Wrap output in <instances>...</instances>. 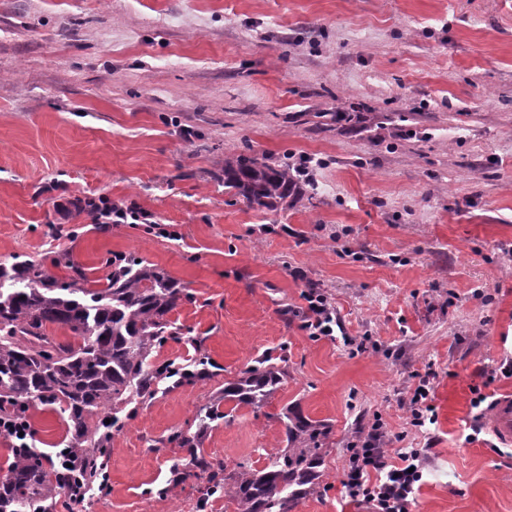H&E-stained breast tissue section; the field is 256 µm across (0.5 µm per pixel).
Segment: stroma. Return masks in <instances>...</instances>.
<instances>
[{
  "label": "stroma",
  "instance_id": "obj_1",
  "mask_svg": "<svg viewBox=\"0 0 512 512\" xmlns=\"http://www.w3.org/2000/svg\"><path fill=\"white\" fill-rule=\"evenodd\" d=\"M239 154L327 165L257 209L216 178ZM98 195L149 223L95 229L71 202ZM50 247L87 269L133 252L187 284L158 358L214 366L161 386L113 433L107 489L56 512H225L203 482L170 487V437L264 353L286 380L208 429L206 458L264 467L286 407L329 428L291 512H372L342 479L379 421L388 453L427 451L410 512H512V447L471 406L476 387L512 394V0H0V263ZM312 289L346 340L308 335ZM29 417L35 448L61 447L51 407ZM431 375L427 372L424 377L419 380L417 387L410 400V411H411V425L415 429L421 430L426 425V422L430 424L435 423V413L433 404L430 397V381L428 377Z\"/></svg>",
  "mask_w": 512,
  "mask_h": 512
}]
</instances>
